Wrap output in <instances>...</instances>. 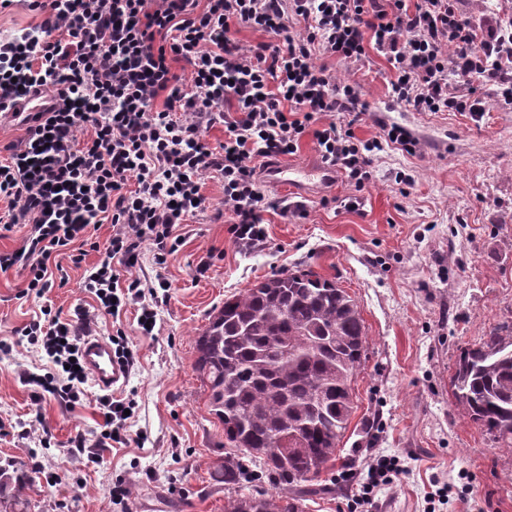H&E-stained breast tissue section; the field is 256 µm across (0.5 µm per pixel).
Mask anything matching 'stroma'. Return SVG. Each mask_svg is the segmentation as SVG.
<instances>
[{"label": "stroma", "mask_w": 512, "mask_h": 512, "mask_svg": "<svg viewBox=\"0 0 512 512\" xmlns=\"http://www.w3.org/2000/svg\"><path fill=\"white\" fill-rule=\"evenodd\" d=\"M342 78L365 86L369 113L352 126L361 140L377 137L374 118L405 127L422 144L408 156L382 145L373 156L374 181L355 191L347 180L298 195L263 183L267 198L303 201L304 213L263 218L265 247L236 244L215 214L224 207L220 179H205V210L181 230L182 244L156 264L143 244L139 267L129 277L164 281L166 299L157 309L152 335L137 324L140 301L119 316L99 318L97 334L111 340L123 332L138 359L117 398L135 402L128 434L143 447L102 449L97 463L69 454L76 433L101 431L99 390L82 386L75 410L53 401L35 407L26 372L43 374L44 351L23 343L0 356V416L26 425L45 419L53 433L43 449L37 433L0 435V464L13 461L24 484L27 512H224L228 495L215 464L224 456V430L207 408V389L195 369L196 340L226 296L271 273L312 267L336 279L360 307L367 335L366 360L353 383L358 410L341 444L329 498L307 501L304 512H512V451L464 418L451 376L462 349L492 328L512 321V106L490 104L487 112H415L391 92L392 73L382 55L340 64L320 54ZM358 196V210L344 207ZM84 265L60 263L68 282L50 298L64 314L91 307ZM24 274L0 272V337L29 323L41 300L18 298ZM396 457L394 480L375 489L370 504L353 508V497L380 456ZM58 475L59 484L48 481ZM128 489L113 503L115 484ZM454 489L435 500L436 485Z\"/></svg>", "instance_id": "35a3bbf8"}]
</instances>
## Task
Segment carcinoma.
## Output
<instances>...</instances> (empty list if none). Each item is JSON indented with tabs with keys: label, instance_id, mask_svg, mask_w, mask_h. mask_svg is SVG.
Instances as JSON below:
<instances>
[{
	"label": "carcinoma",
	"instance_id": "obj_1",
	"mask_svg": "<svg viewBox=\"0 0 512 512\" xmlns=\"http://www.w3.org/2000/svg\"><path fill=\"white\" fill-rule=\"evenodd\" d=\"M366 343L356 301L311 269L277 272L224 298L195 363L224 427L216 468L224 512H302L305 500L333 492L307 474L336 461ZM451 385L463 416L512 450V323L462 351ZM9 471L0 465V507L18 502ZM249 483L260 487L241 492Z\"/></svg>",
	"mask_w": 512,
	"mask_h": 512
}]
</instances>
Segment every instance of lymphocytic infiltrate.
Instances as JSON below:
<instances>
[{"instance_id":"lymphocytic-infiltrate-1","label":"lymphocytic infiltrate","mask_w":512,"mask_h":512,"mask_svg":"<svg viewBox=\"0 0 512 512\" xmlns=\"http://www.w3.org/2000/svg\"><path fill=\"white\" fill-rule=\"evenodd\" d=\"M461 0H29L41 21L0 38V112L29 96L52 93L49 111L26 118V136L0 162V229L28 232L19 248L0 251V271L24 272L19 297L40 299V315L14 337L0 339V354L28 343L43 348L54 366L27 375L33 403L56 401L72 409L85 370L72 369L101 314L119 315L130 297L143 299L139 326L156 322L155 286L122 277L136 267L143 244L157 263L177 251L176 230L203 210L205 174L224 181L228 230L246 247L262 246V213L270 208L250 164L297 152L312 136L322 162L356 186L373 179L371 154L382 143L414 156L419 140L397 125L355 140L333 123L366 112L357 83L337 81L315 61L323 52L339 62L381 53L398 101L417 112H482L485 86L512 106V16L495 12L472 20ZM302 32L291 30L293 22ZM245 25L266 41L243 49L235 37ZM184 63L186 73L176 72ZM223 125L224 140L206 132ZM109 219L107 244L91 232ZM104 251L85 288L94 308L70 317L54 311L52 260L81 264ZM132 400L101 396L103 430L78 434L71 451L96 460L100 449L128 444L118 428Z\"/></svg>"}]
</instances>
